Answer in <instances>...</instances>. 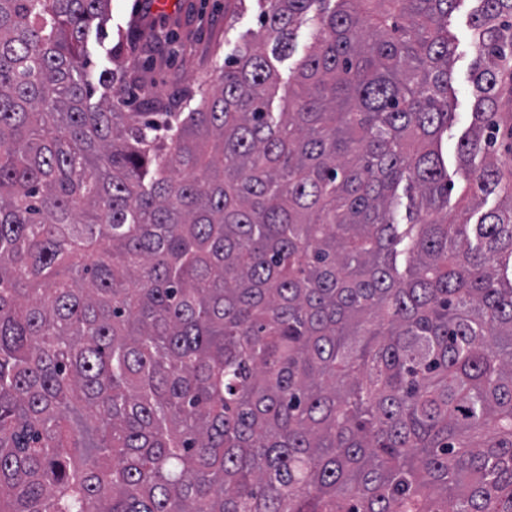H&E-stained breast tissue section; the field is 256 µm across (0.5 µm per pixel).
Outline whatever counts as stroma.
Returning a JSON list of instances; mask_svg holds the SVG:
<instances>
[{
  "label": "stroma",
  "mask_w": 512,
  "mask_h": 512,
  "mask_svg": "<svg viewBox=\"0 0 512 512\" xmlns=\"http://www.w3.org/2000/svg\"><path fill=\"white\" fill-rule=\"evenodd\" d=\"M225 0H112L111 11L100 37L89 42L92 69L108 65L112 56H120L136 67H144L151 50L150 36L173 32L174 59L153 69L149 82L168 91L177 87L197 86L216 64L254 44L258 30L261 0H236L233 25L224 23ZM473 0H461L448 19V30L455 39L451 68L450 98L455 120L444 138L449 151L448 177L455 184L451 196V215H458L468 205L463 195L464 176L452 153L462 132L469 126L472 108L470 70L476 43L470 26Z\"/></svg>",
  "instance_id": "obj_1"
}]
</instances>
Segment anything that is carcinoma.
<instances>
[{
  "mask_svg": "<svg viewBox=\"0 0 512 512\" xmlns=\"http://www.w3.org/2000/svg\"><path fill=\"white\" fill-rule=\"evenodd\" d=\"M264 2L182 112L88 68L109 0H0V512H512V0L471 16L474 221L460 0ZM477 3L464 0L453 14L448 17V30L455 39V53L451 68L450 98L453 103L455 120L448 128L444 138L446 154L448 151V178L455 183L451 196V208L448 213L453 216L460 214L469 205V198L463 197L464 175L459 170L455 147L462 132L469 126L472 108V83L470 70L475 58L476 43L474 31L470 26V16Z\"/></svg>",
  "mask_w": 512,
  "mask_h": 512,
  "instance_id": "1",
  "label": "carcinoma"
}]
</instances>
